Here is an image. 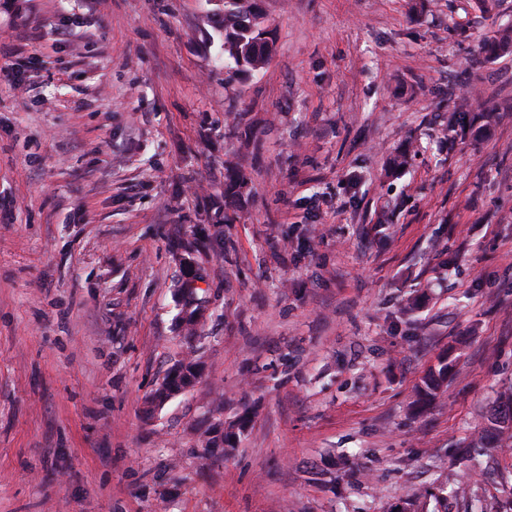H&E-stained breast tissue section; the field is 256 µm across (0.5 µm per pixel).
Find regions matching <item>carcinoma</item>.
<instances>
[{"mask_svg":"<svg viewBox=\"0 0 512 512\" xmlns=\"http://www.w3.org/2000/svg\"><path fill=\"white\" fill-rule=\"evenodd\" d=\"M224 58L234 64L240 73H250L264 68L274 52L271 30L265 24L264 17L258 7L257 0H224ZM491 55L512 51V30L505 29L498 40L486 45ZM185 308L183 322L188 325V343L195 341L193 326L200 305L193 298L195 286L185 284ZM451 364L448 355L438 356L436 364L431 368L417 390V404L425 407L448 382ZM201 377L199 364L195 361V351L188 348L185 355L174 364L146 398L148 410L154 411L165 404L173 395L194 386ZM251 423L248 414L241 415L232 425V429L223 428V421L215 419L208 428L199 433L196 447L220 448L226 454L235 450L237 433L246 430Z\"/></svg>","mask_w":512,"mask_h":512,"instance_id":"cac0c4a2","label":"carcinoma"}]
</instances>
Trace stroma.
<instances>
[{"label": "stroma", "mask_w": 512, "mask_h": 512, "mask_svg": "<svg viewBox=\"0 0 512 512\" xmlns=\"http://www.w3.org/2000/svg\"><path fill=\"white\" fill-rule=\"evenodd\" d=\"M260 6L242 76L224 0H0L40 60L0 81V512H512V439L453 461L512 394V0ZM199 272L202 378L147 415ZM224 62L250 73L264 68L274 52L271 30L256 0H224ZM451 364L448 362V355L441 354L437 358L436 364L431 368L422 384L417 390V404L420 408H424L431 400H433L438 392L448 382V372ZM237 434L233 430H223V421L221 418L215 420L204 431L199 433V439L196 440V447L207 450L206 448H222L224 456L231 454L236 448Z\"/></svg>", "instance_id": "stroma-1"}]
</instances>
